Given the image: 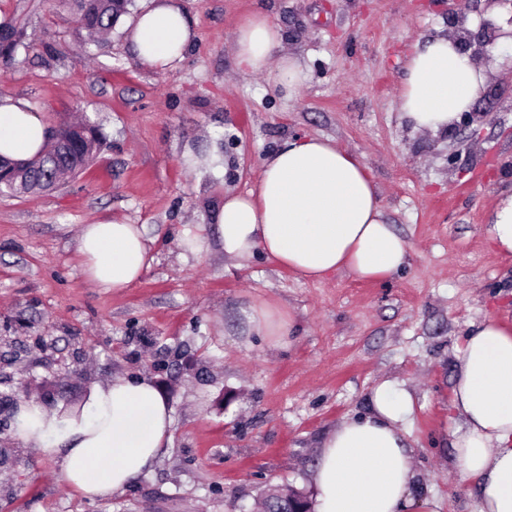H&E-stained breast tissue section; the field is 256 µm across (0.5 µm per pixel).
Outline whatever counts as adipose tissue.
Returning <instances> with one entry per match:
<instances>
[{
  "label": "adipose tissue",
  "mask_w": 512,
  "mask_h": 512,
  "mask_svg": "<svg viewBox=\"0 0 512 512\" xmlns=\"http://www.w3.org/2000/svg\"><path fill=\"white\" fill-rule=\"evenodd\" d=\"M195 30L178 0H154L133 22L131 46L141 64L164 70L184 58ZM240 69L269 84L300 87L302 60L279 28L252 15L235 31ZM399 111L414 128L435 134L470 111L487 83L485 68L445 36L425 40L407 57ZM49 127L21 99L0 98V155L31 160L45 150ZM226 258L263 254L300 278L337 273L383 280L408 264L412 246L389 224L363 161L335 141L298 137L263 158L247 192H225L216 214ZM77 251L92 283L115 291L137 281L150 247L140 225L88 224ZM372 408L345 417L322 440L311 481L314 512H440L436 498L414 492L409 425L412 393L394 379L373 389ZM451 404L461 420L453 448L461 479L477 482L476 512H512V328L489 316L472 325L457 358ZM16 433L29 447L59 458L60 478L90 498L125 489L171 441L167 402L148 377L95 385L86 410L63 416L39 402L20 404Z\"/></svg>",
  "instance_id": "1"
}]
</instances>
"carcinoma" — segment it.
<instances>
[{
	"instance_id": "cac0c4a2",
	"label": "carcinoma",
	"mask_w": 512,
	"mask_h": 512,
	"mask_svg": "<svg viewBox=\"0 0 512 512\" xmlns=\"http://www.w3.org/2000/svg\"><path fill=\"white\" fill-rule=\"evenodd\" d=\"M71 11L78 28L88 36L112 31V27L126 12L128 0H60ZM0 34L9 41L7 53L0 59L8 63L15 59L19 49L24 47V33L13 24H0ZM52 140L59 143L54 153L44 152L39 161L29 166L12 167L6 160L0 161V169L10 175L15 190L31 192L46 190L68 174L82 170L93 158L100 146L95 126L86 120L81 123H61L52 133ZM300 492L292 489H274L266 497L267 512H290L288 497Z\"/></svg>"
}]
</instances>
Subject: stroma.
Here are the masks:
<instances>
[{
    "label": "stroma",
    "mask_w": 512,
    "mask_h": 512,
    "mask_svg": "<svg viewBox=\"0 0 512 512\" xmlns=\"http://www.w3.org/2000/svg\"><path fill=\"white\" fill-rule=\"evenodd\" d=\"M148 4L130 0L90 42L58 0H0V21L26 43L0 62V97L24 99L53 127L89 118L102 141L57 188L0 194V512H251L272 487L313 496L324 435L368 413L387 378L415 399L418 495L475 512L477 484L454 467L450 398L471 324L512 326V254L489 235L512 187V85L475 101L486 120L462 151L398 110L405 60L448 33V0H181L197 37L163 71L130 47ZM256 13L304 61L298 91L237 69L234 28ZM487 20L502 31L497 76L512 71V11L468 0L470 31ZM304 135L362 158L412 246L403 270L304 282L261 255L241 267L225 258L214 224L225 191H246L266 155ZM112 219L143 225L151 255L119 292L92 284L77 253L83 225ZM199 233L207 248L184 252ZM264 304L290 317V335L252 333L248 315ZM141 375L172 410V440L123 492L86 498L18 440L24 401L63 412L93 384Z\"/></svg>",
    "instance_id": "1"
}]
</instances>
